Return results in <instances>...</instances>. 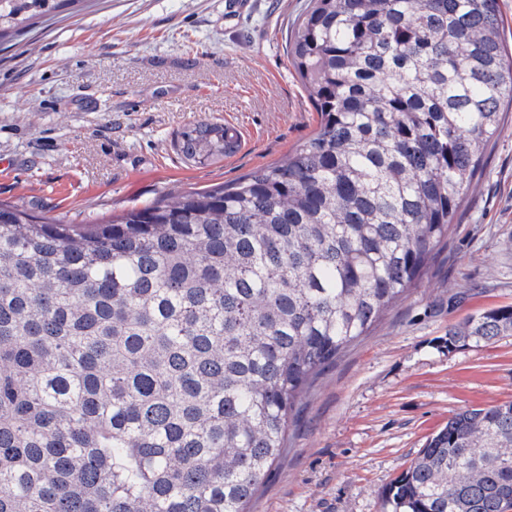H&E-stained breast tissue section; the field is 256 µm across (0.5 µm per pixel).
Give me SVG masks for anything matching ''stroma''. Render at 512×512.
Instances as JSON below:
<instances>
[{"mask_svg":"<svg viewBox=\"0 0 512 512\" xmlns=\"http://www.w3.org/2000/svg\"><path fill=\"white\" fill-rule=\"evenodd\" d=\"M75 0L0 45V202L93 224L281 160L318 114L287 57L308 0ZM236 128L199 164L177 141ZM512 305V110L416 285L300 396L250 512H383L449 414L512 400V336L447 350L450 325ZM235 134L224 124L201 122L180 135L179 151L185 158L205 163L224 158Z\"/></svg>","mask_w":512,"mask_h":512,"instance_id":"35a3bbf8","label":"stroma"}]
</instances>
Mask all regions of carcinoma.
Segmentation results:
<instances>
[{
	"label": "carcinoma",
	"instance_id": "carcinoma-1",
	"mask_svg": "<svg viewBox=\"0 0 512 512\" xmlns=\"http://www.w3.org/2000/svg\"><path fill=\"white\" fill-rule=\"evenodd\" d=\"M66 2L0 0V39ZM288 61L319 122L277 163L88 226L0 203V512H248L300 395L426 270L512 106L499 0H309ZM511 335L503 306L446 344ZM502 448L512 401L454 411L384 502L506 512Z\"/></svg>",
	"mask_w": 512,
	"mask_h": 512
}]
</instances>
